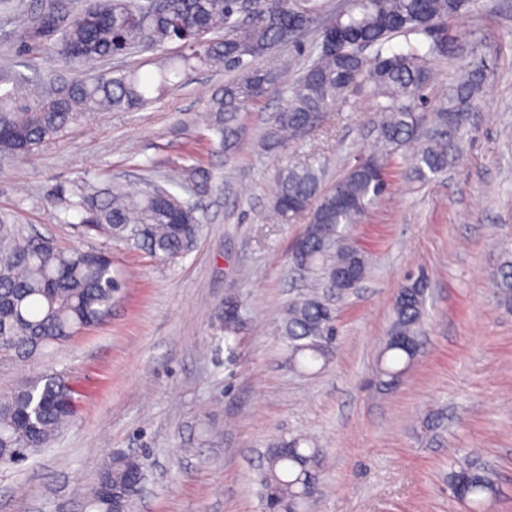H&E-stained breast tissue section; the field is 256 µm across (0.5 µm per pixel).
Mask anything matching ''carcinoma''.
I'll list each match as a JSON object with an SVG mask.
<instances>
[{
  "label": "carcinoma",
  "mask_w": 512,
  "mask_h": 512,
  "mask_svg": "<svg viewBox=\"0 0 512 512\" xmlns=\"http://www.w3.org/2000/svg\"><path fill=\"white\" fill-rule=\"evenodd\" d=\"M482 0H348L345 14L323 26L311 47L315 55L291 85V95L262 143L286 148L321 125L336 104L362 87L373 98L371 127L377 140L395 150L411 151L409 170L418 178L448 170L462 154L471 133V110L482 84L478 70L456 78L433 111H427L426 89L434 66L448 53L445 24L481 10ZM254 15L242 20L238 0H46L38 8L24 0H0L1 14L22 18L20 42L27 52L53 49L57 59L77 76H27L0 68V156L22 157L61 138L66 130L100 112H132L165 94L187 71L220 67L236 72L207 105L208 130L218 135L226 155L246 140L238 113L259 97L275 92L283 70L274 63L287 28H306L326 12V0H255ZM406 48L388 51L394 37ZM179 41L187 53L164 60L157 71L105 72L112 57L140 50H158ZM360 160L323 186L314 166L294 161L280 169L271 204L276 224L304 221L306 251L292 255L301 269L326 274L339 266L366 273L368 260L358 249L331 246L388 191L386 163ZM210 172L199 164L186 166L173 187L211 189ZM53 204L74 210L86 231L172 262L189 253L203 235L200 209L191 199L155 184L139 192L118 182L104 187L85 180L48 194ZM127 287L104 250L62 246L53 238L29 231L0 211V351L30 358L49 345L69 341L102 322ZM493 288L502 303L512 305V260L499 267ZM426 283L403 285L378 372L379 385L395 387L409 357L406 341L418 340L426 315ZM239 303L229 296L222 317L224 343L238 340L243 328ZM280 334L289 361L302 371L325 367L336 348L335 308L315 294L288 304ZM80 393L57 374H39L22 386L0 393V467L15 466L30 451L47 448L77 412ZM322 450L306 438L279 439L269 450L261 475L263 512H293L309 483L321 486ZM144 463L126 458L107 464L88 494L91 512H135L131 488L143 479ZM468 474L472 501L495 494L483 468L468 461L448 471V485Z\"/></svg>",
  "instance_id": "1"
}]
</instances>
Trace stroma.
I'll return each mask as SVG.
<instances>
[{
	"instance_id": "obj_1",
	"label": "stroma",
	"mask_w": 512,
	"mask_h": 512,
	"mask_svg": "<svg viewBox=\"0 0 512 512\" xmlns=\"http://www.w3.org/2000/svg\"><path fill=\"white\" fill-rule=\"evenodd\" d=\"M448 34L469 42L449 53L428 95L476 61L486 66L472 131L460 161L416 180L406 155L388 156V196L345 237L363 249L360 284L330 295L339 336L319 373L289 366L281 313L298 294L325 290L318 274L295 271L302 227L263 216L283 153L321 166L332 186L365 156L381 153L369 131L373 101L361 90L289 150L261 138L286 103L272 94L240 112L248 138L233 158L206 128L211 94L227 72H187L180 87L133 112H104L90 125L27 157L0 159V210L65 246L111 251L128 286L104 324L31 359L0 352V392L57 373L83 394L53 447L0 468V512H87L98 472L117 455L144 459L136 512H262L258 473L268 446L304 437L321 448L323 490L302 512H512V310L493 277L512 257V0H484ZM212 171L203 197L205 232L171 263L97 236L81 235L50 189L82 179L177 175L190 161ZM427 277L424 335L400 384L379 386L380 354L395 296L408 275ZM236 295L246 327L225 346L220 314ZM445 427L424 434L427 414ZM484 463L497 492L477 507L448 492V464Z\"/></svg>"
}]
</instances>
